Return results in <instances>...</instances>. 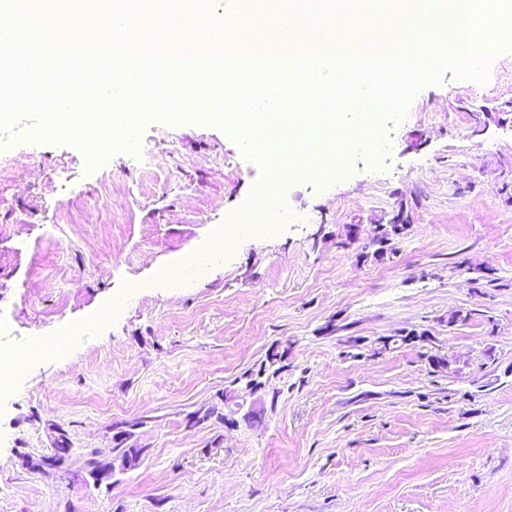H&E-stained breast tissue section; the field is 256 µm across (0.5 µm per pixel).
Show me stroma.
Returning <instances> with one entry per match:
<instances>
[{
	"instance_id": "35a3bbf8",
	"label": "stroma",
	"mask_w": 512,
	"mask_h": 512,
	"mask_svg": "<svg viewBox=\"0 0 512 512\" xmlns=\"http://www.w3.org/2000/svg\"><path fill=\"white\" fill-rule=\"evenodd\" d=\"M29 123L0 136L20 159L0 168V314L22 342L127 303L21 373L0 512H512V46L485 80L421 87L339 177L291 181L306 223L237 236L201 276L188 257L266 180L235 129L148 118L143 164ZM398 214L393 252L366 249ZM412 329L427 341L372 355ZM278 342L283 369L250 394ZM127 428L143 454L125 469Z\"/></svg>"
}]
</instances>
